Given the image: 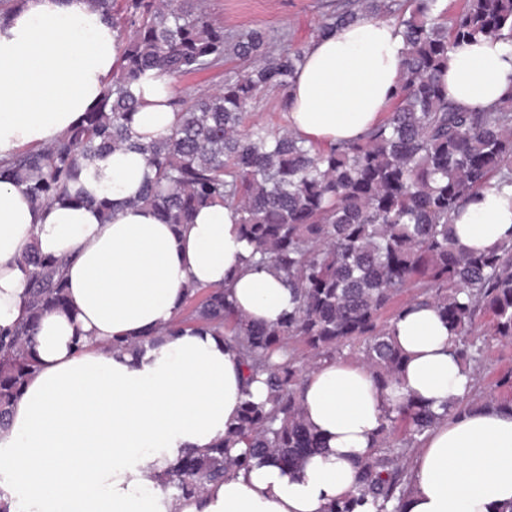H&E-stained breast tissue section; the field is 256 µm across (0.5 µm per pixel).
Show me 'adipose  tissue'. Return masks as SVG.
Here are the masks:
<instances>
[{"instance_id":"1","label":"adipose tissue","mask_w":512,"mask_h":512,"mask_svg":"<svg viewBox=\"0 0 512 512\" xmlns=\"http://www.w3.org/2000/svg\"><path fill=\"white\" fill-rule=\"evenodd\" d=\"M120 55L111 19L88 0H22L0 20V161L78 124L110 86ZM403 59V37L387 19L312 40L287 93L289 128L324 147L360 137L388 111ZM442 81L458 106H494L512 88V44L481 37L453 45ZM135 93L134 130L146 139L168 134L171 79L146 73ZM147 175L133 148L84 160L80 184L110 202L107 223L97 207L39 208L0 182V327L24 310L20 253L33 244L69 258L66 308L40 320V367L0 430V488L15 492L13 512H326L355 493L357 468L400 396L436 411L467 398L471 377L447 325L432 308L414 307L391 327L405 357L397 385L378 388L359 363L343 360L323 362L305 382L304 415L321 450L292 469L264 461L203 495L178 496L164 473L224 438L245 398L263 400L267 390L245 384L223 337L199 329L167 336L162 327L189 284L229 285L236 308L268 325L287 310L290 291L275 270L243 264L233 209L206 207L176 226L132 205ZM453 232L466 249L512 239V186L490 183ZM149 334L154 344L138 350L111 345ZM404 510L512 512V415L478 408L433 427L412 459Z\"/></svg>"}]
</instances>
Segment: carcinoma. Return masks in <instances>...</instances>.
Listing matches in <instances>:
<instances>
[{
	"label": "carcinoma",
	"instance_id": "1",
	"mask_svg": "<svg viewBox=\"0 0 512 512\" xmlns=\"http://www.w3.org/2000/svg\"><path fill=\"white\" fill-rule=\"evenodd\" d=\"M112 20L121 62L99 106L52 144L0 162V181L25 190L38 207L77 201L71 194L82 160L135 147L152 170L133 205L153 209L165 224H191L209 206L232 205L247 262L278 271L292 293L273 325L234 310L228 288L189 287L164 333L204 326L236 347L246 384L261 378L266 398L244 401L224 440L192 453L164 477L180 496L201 495L255 459L293 467L322 448L308 426L301 390L310 370L358 344L361 364L380 387L399 378L403 354L391 321L382 319L407 288L409 307H432L445 321L455 352L478 385L490 343H512V241L479 250L457 246L460 209L490 179L512 184V88L488 110L448 100L441 81L452 44L491 36L512 42V0H326L315 36L363 17L402 28L405 59L388 117L356 140L307 146L289 128L244 127L248 107L266 93L290 89L305 46L261 28L226 30L199 0H92ZM232 61L244 69H224ZM179 78L218 70L220 87L175 95L169 134L142 141L131 127L135 86L149 71ZM27 273L24 316L0 330V428L38 368L34 339L40 319L65 305L63 259L30 244L19 258ZM490 318L480 332V319ZM302 344L310 360L293 344ZM497 393L468 397L438 414L413 396L389 409L373 451L360 463L357 493L328 512H402L407 460L427 431L448 417L492 407L512 413V375ZM237 444L245 449L232 453Z\"/></svg>",
	"mask_w": 512,
	"mask_h": 512
}]
</instances>
